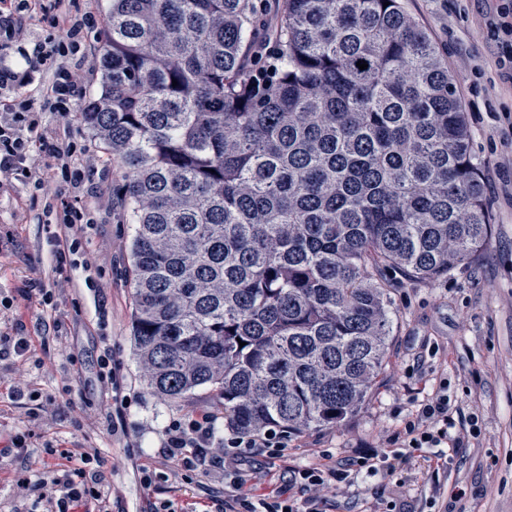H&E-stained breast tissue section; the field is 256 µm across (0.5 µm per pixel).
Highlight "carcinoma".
Masks as SVG:
<instances>
[{"label": "carcinoma", "mask_w": 512, "mask_h": 512, "mask_svg": "<svg viewBox=\"0 0 512 512\" xmlns=\"http://www.w3.org/2000/svg\"><path fill=\"white\" fill-rule=\"evenodd\" d=\"M266 11L110 0L74 120L121 174L147 389L216 393L232 432L302 434L346 425L385 370L382 270L435 281L493 226L448 65L402 0Z\"/></svg>", "instance_id": "cac0c4a2"}]
</instances>
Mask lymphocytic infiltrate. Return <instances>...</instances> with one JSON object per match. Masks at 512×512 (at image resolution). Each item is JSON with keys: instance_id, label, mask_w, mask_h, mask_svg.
<instances>
[{"instance_id": "f902f5d3", "label": "lymphocytic infiltrate", "mask_w": 512, "mask_h": 512, "mask_svg": "<svg viewBox=\"0 0 512 512\" xmlns=\"http://www.w3.org/2000/svg\"><path fill=\"white\" fill-rule=\"evenodd\" d=\"M76 0H54L55 14L43 41L38 44L35 59L14 69L0 71V112L11 113L27 127L28 138L12 137L0 130V172H29L39 160L54 159L68 164L76 152L70 140L47 131L40 118L41 105H48L56 112L72 111L74 105L85 97L86 86L78 70L58 64L63 52L78 54L83 46L86 30L97 27L95 16L75 11ZM50 72L37 99L19 96L18 91L30 82L34 67ZM16 90L15 98L2 97L5 89ZM453 425L448 395L436 391L420 401L413 420L405 426L403 450L393 451L392 440L379 435L374 447L358 456L324 469L307 466L294 470L293 478L302 493V499L281 498L279 492L253 497L233 489L224 498V512H322L328 495L340 492L350 482L352 474L383 471L392 476L409 466L416 451L423 448L438 449L448 442V430ZM288 438L287 432L254 431L250 433H225L217 437L215 419L203 414L186 421L169 424L164 440V455L190 466L198 461H208L214 469L237 464L243 448H281ZM68 465L52 468L46 476L31 478L28 470L14 473L12 486L16 496L34 497L37 512H68L69 507L89 498L96 502L97 512H110L111 486L99 485L89 467L96 462L95 454L81 448L64 452Z\"/></svg>"}]
</instances>
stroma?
<instances>
[{
  "instance_id": "1",
  "label": "stroma",
  "mask_w": 512,
  "mask_h": 512,
  "mask_svg": "<svg viewBox=\"0 0 512 512\" xmlns=\"http://www.w3.org/2000/svg\"><path fill=\"white\" fill-rule=\"evenodd\" d=\"M407 12L443 49L467 113L471 155L480 170L493 236L475 261L425 284L389 273L395 314L388 365L368 405L339 429L290 435L286 465H333L363 451L381 432H399L419 401L447 383L453 435L446 469L432 472L423 460L391 478L359 474L354 486L329 497L323 512H365L402 497L413 512H512V83L504 81L499 49L487 28L502 0H403ZM43 125L65 130L77 145L74 166L87 181L72 193L60 168L32 178L8 175L0 194V332L20 327L24 355L0 358V374L15 375L25 405L0 397V512H31L16 497L11 478L28 467L42 474L59 463L63 448H93L99 469L116 490L112 512H213L230 486L256 494L272 489V449L260 448L242 464L215 472L185 467L160 452L170 421L212 412L223 419L206 389L172 406L150 393L134 355L132 295L127 277L132 227L112 199L119 173L112 156L72 115L46 111ZM91 218L75 253L57 263L51 238L63 206ZM53 294L44 306L35 284ZM120 366L127 435L113 434L112 393L99 379V360ZM27 438L17 454L13 441ZM463 490L453 500L455 490Z\"/></svg>"
}]
</instances>
